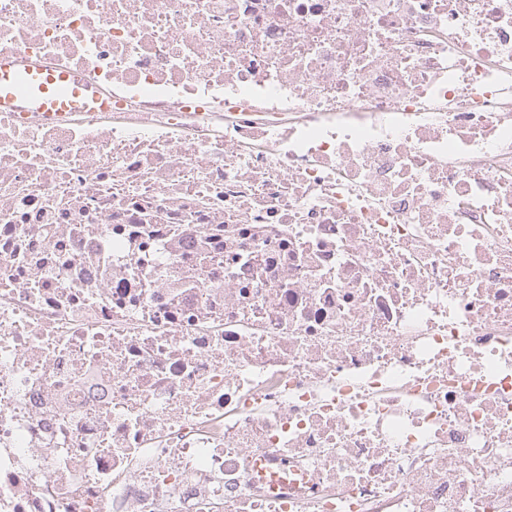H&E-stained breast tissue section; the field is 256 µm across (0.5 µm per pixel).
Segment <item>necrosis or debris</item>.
<instances>
[{"label":"necrosis or debris","mask_w":512,"mask_h":512,"mask_svg":"<svg viewBox=\"0 0 512 512\" xmlns=\"http://www.w3.org/2000/svg\"><path fill=\"white\" fill-rule=\"evenodd\" d=\"M0 512H512V0H0ZM94 91L69 73L0 61V104L33 112H83Z\"/></svg>","instance_id":"obj_1"}]
</instances>
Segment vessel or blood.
Masks as SVG:
<instances>
[{"label": "vessel or blood", "mask_w": 512, "mask_h": 512, "mask_svg": "<svg viewBox=\"0 0 512 512\" xmlns=\"http://www.w3.org/2000/svg\"><path fill=\"white\" fill-rule=\"evenodd\" d=\"M91 94L71 74L49 68H19L0 61V104L33 112H80Z\"/></svg>", "instance_id": "vessel-or-blood-1"}]
</instances>
